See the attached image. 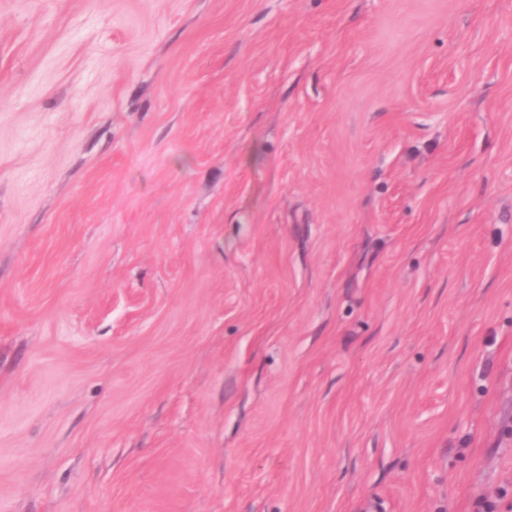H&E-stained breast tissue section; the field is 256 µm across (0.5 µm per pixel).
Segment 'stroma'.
Wrapping results in <instances>:
<instances>
[{"mask_svg":"<svg viewBox=\"0 0 512 512\" xmlns=\"http://www.w3.org/2000/svg\"><path fill=\"white\" fill-rule=\"evenodd\" d=\"M512 512V0H0V512Z\"/></svg>","mask_w":512,"mask_h":512,"instance_id":"1","label":"stroma"}]
</instances>
